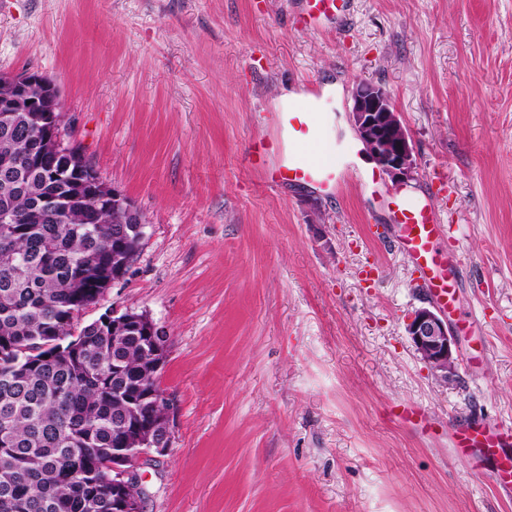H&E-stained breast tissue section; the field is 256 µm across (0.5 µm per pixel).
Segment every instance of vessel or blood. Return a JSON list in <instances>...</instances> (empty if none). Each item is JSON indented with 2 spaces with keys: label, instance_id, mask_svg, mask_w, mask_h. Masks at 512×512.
I'll list each match as a JSON object with an SVG mask.
<instances>
[{
  "label": "vessel or blood",
  "instance_id": "1",
  "mask_svg": "<svg viewBox=\"0 0 512 512\" xmlns=\"http://www.w3.org/2000/svg\"><path fill=\"white\" fill-rule=\"evenodd\" d=\"M301 4L299 21L307 29L324 23L341 24L349 11V0H301ZM320 106L319 91L313 88L305 99L270 113L273 135L253 141L248 151V163L265 190L275 191L287 184H311L333 193L349 178L363 186L380 184L378 173L354 171L344 146L336 147V159L332 162L304 153V145L324 138ZM386 197L395 224L393 242L411 263L416 288L440 309L456 316L459 329H472L470 319L456 315L460 257L453 248V226L441 223L435 210L422 200L392 191ZM391 414L422 432L436 430L420 405H396ZM450 444L457 456L473 459L490 471L500 490H512V425L467 420L454 426Z\"/></svg>",
  "mask_w": 512,
  "mask_h": 512
}]
</instances>
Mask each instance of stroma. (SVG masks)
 <instances>
[{
	"mask_svg": "<svg viewBox=\"0 0 512 512\" xmlns=\"http://www.w3.org/2000/svg\"><path fill=\"white\" fill-rule=\"evenodd\" d=\"M59 90L78 141L146 226L126 275L80 315L143 312L169 336L158 385L174 440L145 512H512L454 454L456 421L512 424V0H350L342 26L297 0H0V75ZM390 90L416 151L401 192L454 225L462 314L486 370L437 378L405 332L427 305L390 237L383 179L328 196L257 189L245 156L285 92H325L332 140L358 81ZM376 281H364L367 263ZM415 402L427 436L388 415Z\"/></svg>",
	"mask_w": 512,
	"mask_h": 512,
	"instance_id": "1",
	"label": "stroma"
}]
</instances>
